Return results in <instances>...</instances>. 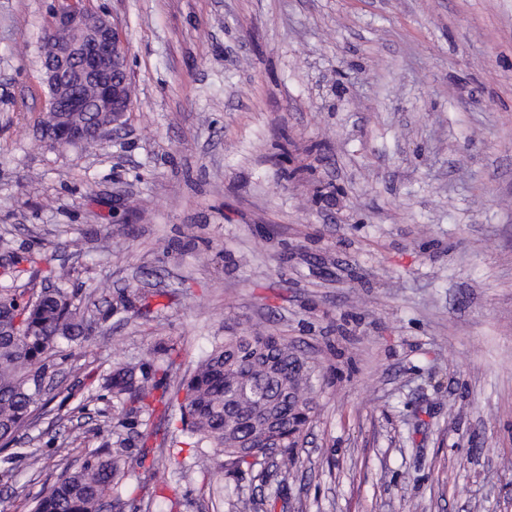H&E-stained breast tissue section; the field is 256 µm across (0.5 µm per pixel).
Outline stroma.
I'll list each match as a JSON object with an SVG mask.
<instances>
[{"label":"stroma","mask_w":512,"mask_h":512,"mask_svg":"<svg viewBox=\"0 0 512 512\" xmlns=\"http://www.w3.org/2000/svg\"><path fill=\"white\" fill-rule=\"evenodd\" d=\"M131 107L51 145L58 0H0V285L71 289L94 332L51 411L0 446V512L112 439L98 374L176 387L216 336H287L317 408L281 469L159 438L124 512H512V0H86ZM150 308L114 309L122 293ZM196 479H178L180 465Z\"/></svg>","instance_id":"stroma-1"}]
</instances>
